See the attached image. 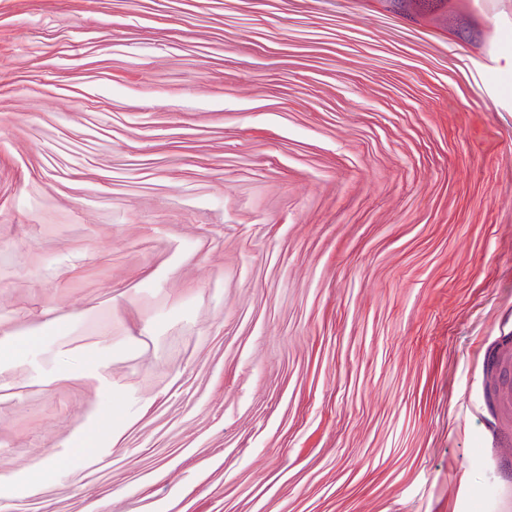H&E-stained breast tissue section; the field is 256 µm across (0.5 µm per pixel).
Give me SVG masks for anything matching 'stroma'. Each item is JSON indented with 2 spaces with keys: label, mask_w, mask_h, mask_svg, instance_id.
Segmentation results:
<instances>
[{
  "label": "stroma",
  "mask_w": 512,
  "mask_h": 512,
  "mask_svg": "<svg viewBox=\"0 0 512 512\" xmlns=\"http://www.w3.org/2000/svg\"><path fill=\"white\" fill-rule=\"evenodd\" d=\"M498 7L0 0V512H487Z\"/></svg>",
  "instance_id": "1"
}]
</instances>
